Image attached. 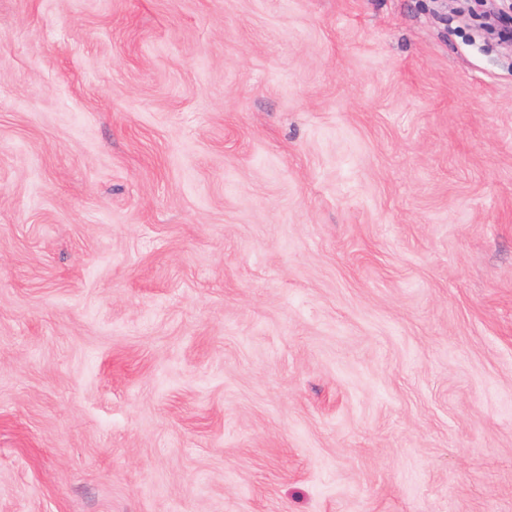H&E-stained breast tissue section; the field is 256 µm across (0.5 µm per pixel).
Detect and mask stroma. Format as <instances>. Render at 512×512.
Wrapping results in <instances>:
<instances>
[{
	"label": "stroma",
	"instance_id": "1",
	"mask_svg": "<svg viewBox=\"0 0 512 512\" xmlns=\"http://www.w3.org/2000/svg\"><path fill=\"white\" fill-rule=\"evenodd\" d=\"M0 512H512V46L0 0Z\"/></svg>",
	"mask_w": 512,
	"mask_h": 512
}]
</instances>
